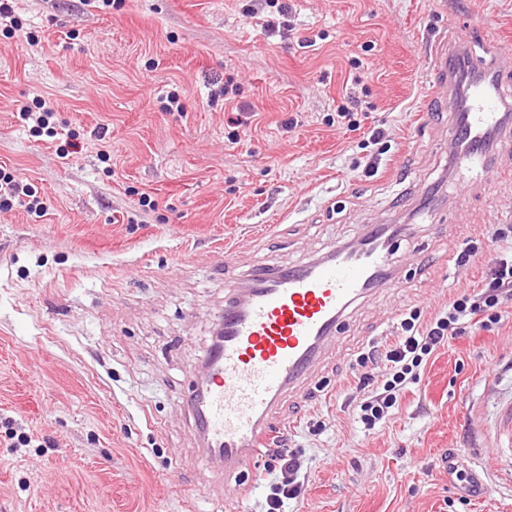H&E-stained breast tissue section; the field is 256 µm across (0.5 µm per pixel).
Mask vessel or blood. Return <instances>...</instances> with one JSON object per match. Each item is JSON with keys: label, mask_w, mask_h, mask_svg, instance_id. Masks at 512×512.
Returning a JSON list of instances; mask_svg holds the SVG:
<instances>
[{"label": "vessel or blood", "mask_w": 512, "mask_h": 512, "mask_svg": "<svg viewBox=\"0 0 512 512\" xmlns=\"http://www.w3.org/2000/svg\"><path fill=\"white\" fill-rule=\"evenodd\" d=\"M504 99L497 81L467 90L449 130L463 144L456 168L494 178L489 157L498 150ZM392 234V226L365 225L359 247L340 242L301 266L264 265L249 288L225 300L207 383L191 385L186 402L208 455L224 465L226 485L254 474L271 446L278 406L306 387L313 366L339 341L348 311L389 281Z\"/></svg>", "instance_id": "obj_1"}]
</instances>
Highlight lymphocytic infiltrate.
<instances>
[{"label": "lymphocytic infiltrate", "mask_w": 512, "mask_h": 512, "mask_svg": "<svg viewBox=\"0 0 512 512\" xmlns=\"http://www.w3.org/2000/svg\"><path fill=\"white\" fill-rule=\"evenodd\" d=\"M17 205L39 218L46 211L43 198L29 184L0 172V210ZM506 296L512 297V255L503 253L491 260L485 282L478 292L450 300L447 309L426 323L422 322L420 311H410L401 321V336L383 348L372 347L361 353V361L380 363L389 370L383 385L372 389L357 407L365 427L374 428L395 409L400 392L407 384L416 381L423 362L428 361L449 338L465 333L473 325L488 328L499 323L502 319L500 300ZM274 461L278 474L265 480L268 488L266 512H286L289 500L298 494L296 456L284 450L276 453Z\"/></svg>", "instance_id": "f902f5d3"}]
</instances>
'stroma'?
Listing matches in <instances>:
<instances>
[{
	"instance_id": "stroma-1",
	"label": "stroma",
	"mask_w": 512,
	"mask_h": 512,
	"mask_svg": "<svg viewBox=\"0 0 512 512\" xmlns=\"http://www.w3.org/2000/svg\"><path fill=\"white\" fill-rule=\"evenodd\" d=\"M12 6L0 169L48 210L0 211V512H263L262 486L240 503L226 494L188 387L232 288L262 265L358 243L370 221L415 233L396 239L395 277L273 420L301 466L289 510L512 512L511 298L499 324L438 348L385 423L367 430L354 413L361 378L386 377L361 351L391 343L401 314L428 320L482 287L484 265L449 263V244L490 255L489 225H512V153L491 159L492 187L459 182L454 111L426 81L463 26L470 62L507 58L512 0H290L288 31L264 28L266 0ZM173 90L184 112L164 111ZM39 96L56 105V137L17 120ZM243 104L254 117L234 125ZM68 140L75 152L59 157Z\"/></svg>"
}]
</instances>
